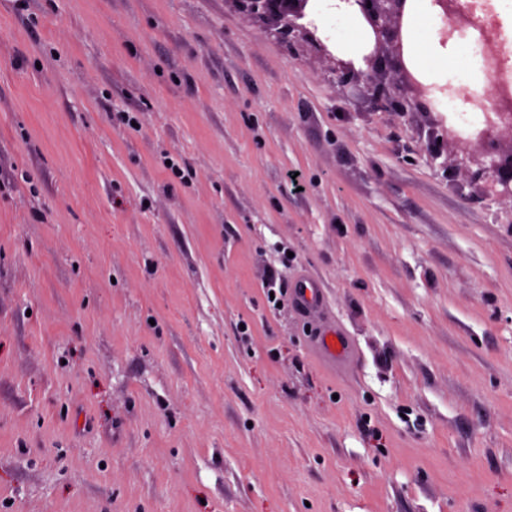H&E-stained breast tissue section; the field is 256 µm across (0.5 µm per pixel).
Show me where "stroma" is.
Masks as SVG:
<instances>
[{"instance_id": "1", "label": "stroma", "mask_w": 512, "mask_h": 512, "mask_svg": "<svg viewBox=\"0 0 512 512\" xmlns=\"http://www.w3.org/2000/svg\"><path fill=\"white\" fill-rule=\"evenodd\" d=\"M336 82L235 0H0V512H512V205ZM319 351L330 359L342 358L348 351L345 336L338 328H323L317 338Z\"/></svg>"}]
</instances>
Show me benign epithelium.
Here are the masks:
<instances>
[{"instance_id": "7a95c632", "label": "benign epithelium", "mask_w": 512, "mask_h": 512, "mask_svg": "<svg viewBox=\"0 0 512 512\" xmlns=\"http://www.w3.org/2000/svg\"><path fill=\"white\" fill-rule=\"evenodd\" d=\"M241 12L253 19L277 26L280 37L288 46L305 42L317 53L335 64L338 74L337 92L345 94L349 85L368 102L373 112H395L401 116L414 111L417 101L428 94V89L413 75L407 62V33L410 0H343L361 20L368 53L363 56L367 69H359L352 60L337 58L323 41L306 25L312 0H236ZM431 6L443 12L448 27L441 31V44L464 35L467 30L479 34L485 73L489 80L484 101H465L488 112L485 128L473 140L463 139L453 130L439 132L432 127L428 137V150L432 159L440 158L442 148L450 141L471 146L486 161L474 174L484 181L488 190L496 186L497 195L512 202V98L501 93L499 57L493 48L498 22L477 16L473 7L461 0H430ZM411 90L413 97L406 96Z\"/></svg>"}]
</instances>
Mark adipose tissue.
<instances>
[{
    "label": "adipose tissue",
    "instance_id": "obj_1",
    "mask_svg": "<svg viewBox=\"0 0 512 512\" xmlns=\"http://www.w3.org/2000/svg\"><path fill=\"white\" fill-rule=\"evenodd\" d=\"M412 16L409 40L418 62L438 70L452 79L456 85H473L478 69L476 53L469 49L450 53L437 49L433 42V33L439 28L440 21L428 8L425 0H414ZM316 20L337 43L343 46H356L362 39L355 16L343 5L337 4L336 0H319Z\"/></svg>",
    "mask_w": 512,
    "mask_h": 512
}]
</instances>
